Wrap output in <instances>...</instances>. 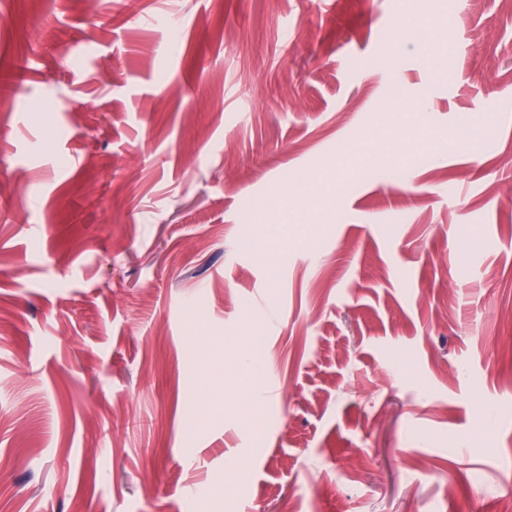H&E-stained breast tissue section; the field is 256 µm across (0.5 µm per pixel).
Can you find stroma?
<instances>
[{
    "label": "stroma",
    "mask_w": 512,
    "mask_h": 512,
    "mask_svg": "<svg viewBox=\"0 0 512 512\" xmlns=\"http://www.w3.org/2000/svg\"><path fill=\"white\" fill-rule=\"evenodd\" d=\"M426 2L0 0V512L512 496V9Z\"/></svg>",
    "instance_id": "stroma-1"
}]
</instances>
